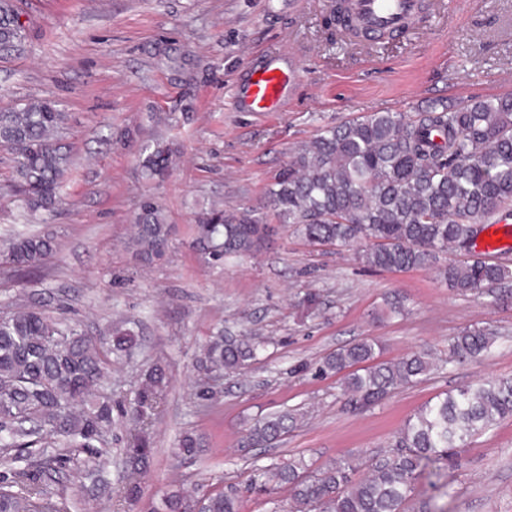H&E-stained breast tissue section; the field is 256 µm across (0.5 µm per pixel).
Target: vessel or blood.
<instances>
[{"label":"vessel or blood","mask_w":512,"mask_h":512,"mask_svg":"<svg viewBox=\"0 0 512 512\" xmlns=\"http://www.w3.org/2000/svg\"><path fill=\"white\" fill-rule=\"evenodd\" d=\"M346 6L362 28L385 27L403 33L414 28L424 13L423 0H347ZM295 80V70L284 68L278 57H269L239 86L236 104L246 112L271 111ZM479 247L481 254L489 257L512 250V226L496 225Z\"/></svg>","instance_id":"vessel-or-blood-1"}]
</instances>
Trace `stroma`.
<instances>
[{
  "label": "stroma",
  "instance_id": "stroma-1",
  "mask_svg": "<svg viewBox=\"0 0 512 512\" xmlns=\"http://www.w3.org/2000/svg\"><path fill=\"white\" fill-rule=\"evenodd\" d=\"M431 2L407 33L359 44L328 37L330 0H16L25 38L0 54V112L55 102L65 114L56 139L72 165L60 206L33 213L18 202L13 155L0 147V242L31 234L56 242L29 273L0 262V315L35 307L91 336L126 322L139 345L105 382L115 405L133 399L153 364L171 376L149 419L156 458L142 479L144 500L119 496L120 450L139 430L124 417L107 443L110 493L88 497L61 473L49 481L70 512H148L150 499L204 479L241 489V512H283L284 493L248 491L256 468L299 457L320 468L342 456L367 468L438 394L512 378V298L461 295L438 275L464 252L441 255L435 267L381 271L355 248L312 245L279 223L242 259L213 265L192 244L196 217L210 208L269 215L275 175L322 128L512 93V0ZM273 54L295 68V84L277 111L239 110L237 85ZM158 141L173 150L161 182L140 165ZM148 198L172 226L166 254L152 263L128 244ZM310 292L320 297L312 313L300 304ZM394 299L402 313L390 311ZM466 327L497 341L481 360L449 363L448 342ZM220 335L253 336L265 349L213 381L208 403L198 397L197 361ZM362 338L382 341V360L425 351L439 367L367 411H346L339 376L315 369ZM286 411L297 425L276 447H243L254 419ZM185 432L202 438L197 457L174 453ZM417 494L430 512H512V417L468 438L440 484L421 478Z\"/></svg>",
  "mask_w": 512,
  "mask_h": 512
}]
</instances>
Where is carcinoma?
Instances as JSON below:
<instances>
[{"instance_id":"obj_1","label":"carcinoma","mask_w":512,"mask_h":512,"mask_svg":"<svg viewBox=\"0 0 512 512\" xmlns=\"http://www.w3.org/2000/svg\"><path fill=\"white\" fill-rule=\"evenodd\" d=\"M336 29L351 22L342 0H331ZM22 40L15 6L0 0V49ZM64 116L48 100L0 112V146L16 155L19 200L33 210H53L61 201L69 153L55 141ZM172 151L157 143L141 158L152 179L162 180ZM280 224L297 226L311 244L358 247L362 261L382 270H410L433 265L455 248L471 252L487 223L512 214V95L433 103L413 116L372 112L322 130L296 151L268 191ZM267 223L246 211L239 215L211 210L193 227L196 248L212 262L251 256L265 240ZM170 225L159 205L144 203L133 224L130 247L143 261L161 259ZM56 249L53 238L18 237L3 257L23 270L41 264ZM460 294L478 292L496 302L495 286L512 279V267L476 257L441 270ZM491 334L465 328L449 340L448 363L490 351ZM137 343L129 330L89 336L28 308L0 317V451L27 454L22 469L0 473V512H68L64 501L48 493L46 482L68 470L82 487L97 489L110 463L104 448L112 431L114 405L103 392L112 360ZM262 342L247 336L211 340L199 361L204 377L236 372L258 357ZM381 345L360 339L327 355L318 372L341 376L344 405L368 409L399 387L419 382L434 369L425 352L396 362H380ZM170 384L167 368L154 365L136 399L123 414L144 420ZM512 417V378L465 385L418 409L401 429L394 451L357 476L353 461L340 457L312 471L302 458L255 469L250 488L268 493L288 489L290 512H413L417 480L441 476L429 467L452 461L466 439ZM294 413L255 420L243 443L271 448L296 425ZM200 438L181 435L177 453L194 457ZM89 453L95 466L78 461ZM154 459L150 437L127 443L122 460L128 472L125 497L138 501L144 490L139 476ZM153 512H240L239 493L200 486L172 490Z\"/></svg>"}]
</instances>
